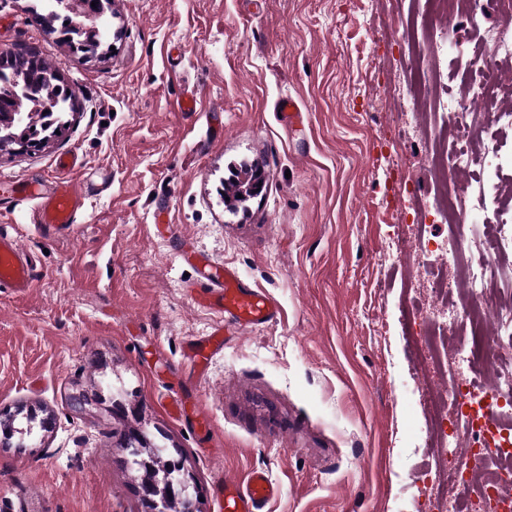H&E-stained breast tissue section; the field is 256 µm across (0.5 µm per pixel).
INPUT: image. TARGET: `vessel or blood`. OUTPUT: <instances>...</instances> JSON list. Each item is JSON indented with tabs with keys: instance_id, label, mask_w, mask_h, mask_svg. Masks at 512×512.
<instances>
[{
	"instance_id": "obj_1",
	"label": "vessel or blood",
	"mask_w": 512,
	"mask_h": 512,
	"mask_svg": "<svg viewBox=\"0 0 512 512\" xmlns=\"http://www.w3.org/2000/svg\"><path fill=\"white\" fill-rule=\"evenodd\" d=\"M75 166V157L64 156L57 162L61 176L52 182L33 178L12 181L10 204L36 203L41 224L57 235L73 234L87 196L86 191L62 177L63 172ZM34 281L32 260L15 237L0 232V288L27 291L33 288ZM191 296L197 304L219 309L242 327L266 325L278 312L273 300L244 285L232 267L214 266L205 257L199 260ZM223 335L224 328L219 325L209 336L193 340L186 347V359L198 368H205L212 349L222 344ZM278 492L277 485L262 470L252 472L247 483L222 480L214 487L222 512H264L266 503Z\"/></svg>"
}]
</instances>
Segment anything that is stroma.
<instances>
[{
	"label": "stroma",
	"mask_w": 512,
	"mask_h": 512,
	"mask_svg": "<svg viewBox=\"0 0 512 512\" xmlns=\"http://www.w3.org/2000/svg\"><path fill=\"white\" fill-rule=\"evenodd\" d=\"M42 0H0V51L28 49L75 92L65 129L0 149V227L35 264L25 295L0 290V410L53 413L26 448L0 447V512H141L118 449L137 410L152 443L184 451L200 512L219 480L266 470L267 512H437L421 333L448 325L435 288L448 265L440 182L477 200L469 174L430 159L455 137L449 96L476 37L512 32L496 0L466 15L437 0H112L96 55L41 21ZM196 94V111L176 101ZM292 98L303 125L279 113ZM108 177L74 234L50 235L5 181ZM260 165L262 192L227 202L231 168ZM164 211L175 235L155 230ZM189 249L236 269L279 317L231 330L204 374L184 346L220 313L187 293ZM207 424L173 417V384ZM83 395L84 408L71 398Z\"/></svg>",
	"instance_id": "obj_1"
}]
</instances>
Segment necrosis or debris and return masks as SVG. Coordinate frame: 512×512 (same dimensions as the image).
<instances>
[{"instance_id": "4bbe7bcc", "label": "necrosis or debris", "mask_w": 512, "mask_h": 512, "mask_svg": "<svg viewBox=\"0 0 512 512\" xmlns=\"http://www.w3.org/2000/svg\"><path fill=\"white\" fill-rule=\"evenodd\" d=\"M512 59V37L499 35L473 49L479 86L469 100L449 101L461 131L471 121L512 128V110L499 107L489 94L504 88L512 94V82H504L494 61ZM477 163L493 182V191L479 195L476 205L456 211L448 239L455 259L478 251L482 259L466 264L462 279L471 298L462 303L464 320L480 330L482 357L468 360L466 373H449L447 355H436L435 368L448 373L451 413L442 417L443 451L446 455L438 491L454 489L466 496L460 512H512V372L486 380L494 354L512 348V306L504 307L500 289L491 285L496 276L493 259L512 253V151L480 152L471 144L448 148L442 165L460 170Z\"/></svg>"}]
</instances>
